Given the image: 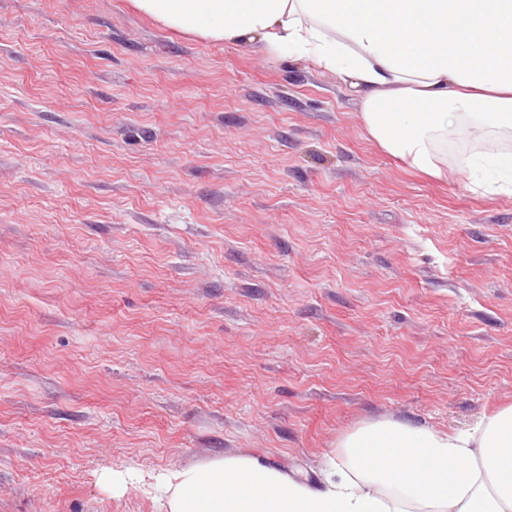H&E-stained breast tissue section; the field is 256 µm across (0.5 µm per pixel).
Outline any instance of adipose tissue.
<instances>
[{
    "label": "adipose tissue",
    "instance_id": "obj_1",
    "mask_svg": "<svg viewBox=\"0 0 512 512\" xmlns=\"http://www.w3.org/2000/svg\"><path fill=\"white\" fill-rule=\"evenodd\" d=\"M162 27L267 54L293 52L336 73L387 154L432 178L448 136L504 139L458 166L491 194H512V0H132ZM320 475L217 456L144 479L108 468L112 495L149 484L163 512H512V405L470 432L369 421L339 442Z\"/></svg>",
    "mask_w": 512,
    "mask_h": 512
}]
</instances>
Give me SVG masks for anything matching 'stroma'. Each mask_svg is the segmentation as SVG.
Masks as SVG:
<instances>
[{"mask_svg":"<svg viewBox=\"0 0 512 512\" xmlns=\"http://www.w3.org/2000/svg\"><path fill=\"white\" fill-rule=\"evenodd\" d=\"M470 145L430 179L310 60L0 0V512H160L99 472H313L512 405V195ZM98 484L112 495L121 496L130 487L145 483L143 475L129 467L104 469L98 475Z\"/></svg>","mask_w":512,"mask_h":512,"instance_id":"obj_1","label":"stroma"}]
</instances>
